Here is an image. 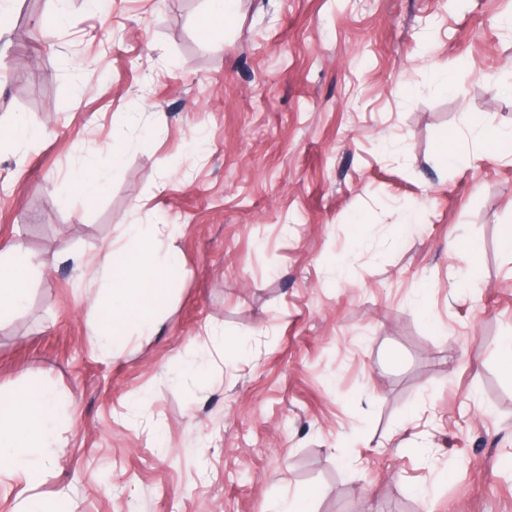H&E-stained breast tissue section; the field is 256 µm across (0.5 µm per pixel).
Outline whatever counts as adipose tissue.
Listing matches in <instances>:
<instances>
[{"instance_id":"adipose-tissue-1","label":"adipose tissue","mask_w":512,"mask_h":512,"mask_svg":"<svg viewBox=\"0 0 512 512\" xmlns=\"http://www.w3.org/2000/svg\"><path fill=\"white\" fill-rule=\"evenodd\" d=\"M174 231L171 224L160 233L129 224L123 231L126 244L108 243L93 257L109 291L88 322V333L101 348L120 351L133 332L156 324L172 285L185 274L177 252L161 239ZM55 262V257L30 253L21 240L0 241V314L19 308L31 279ZM62 422L59 399L48 387L32 385L0 398V474L23 472L28 494L20 512H48L30 490L42 477L40 453L53 443Z\"/></svg>"}]
</instances>
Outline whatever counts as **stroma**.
Instances as JSON below:
<instances>
[{
	"label": "stroma",
	"instance_id": "1",
	"mask_svg": "<svg viewBox=\"0 0 512 512\" xmlns=\"http://www.w3.org/2000/svg\"><path fill=\"white\" fill-rule=\"evenodd\" d=\"M206 11L41 0L32 42L0 35V128L42 125L0 148V239L59 255L0 316V394L46 384L64 416L33 495L512 512V163L471 124L512 129V0H238L205 35ZM126 224L177 225L186 274L112 354L88 335L91 259ZM41 132V126L36 117L30 116L28 118L21 119L15 126L8 129L5 133H0V141H31L35 139ZM106 174L95 166L88 170L76 173L73 177V186L77 194L85 200L97 198L106 189Z\"/></svg>",
	"mask_w": 512,
	"mask_h": 512
}]
</instances>
